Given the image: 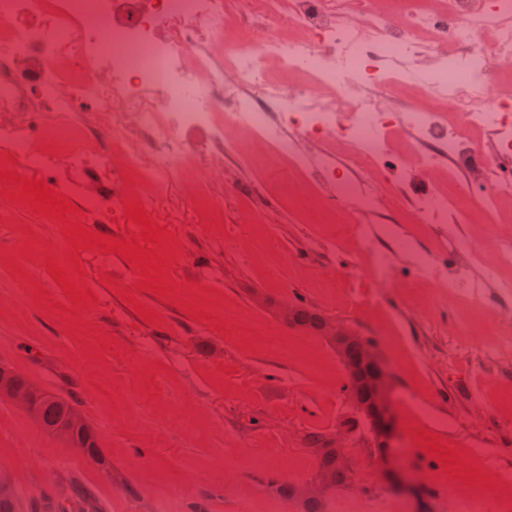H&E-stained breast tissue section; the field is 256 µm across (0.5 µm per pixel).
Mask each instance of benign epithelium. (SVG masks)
I'll use <instances>...</instances> for the list:
<instances>
[{
  "instance_id": "1",
  "label": "benign epithelium",
  "mask_w": 512,
  "mask_h": 512,
  "mask_svg": "<svg viewBox=\"0 0 512 512\" xmlns=\"http://www.w3.org/2000/svg\"><path fill=\"white\" fill-rule=\"evenodd\" d=\"M320 334L335 348L336 357H341L343 348L351 343L360 346L359 359L343 365L347 376L360 383L362 394L356 395L350 402L347 419L367 427L361 434L346 424L336 426L328 440V446L336 449V464L350 467L349 448L361 442L378 450L381 460L380 471L390 487L417 501L414 487L400 484L392 465L393 448L396 441L393 427V407L389 392V380L385 367L375 346L359 339L357 332L348 322L326 318L320 326ZM39 387L31 383L24 388L12 385L8 374L0 371V396L7 395L12 403L22 410L33 413V407Z\"/></svg>"
}]
</instances>
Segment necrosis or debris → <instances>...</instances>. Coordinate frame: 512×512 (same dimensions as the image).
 Listing matches in <instances>:
<instances>
[{"label": "necrosis or debris", "instance_id": "4bbe7bcc", "mask_svg": "<svg viewBox=\"0 0 512 512\" xmlns=\"http://www.w3.org/2000/svg\"><path fill=\"white\" fill-rule=\"evenodd\" d=\"M511 76L512 0H0V148L52 188L111 199L98 176L118 161L148 197L201 149L216 175L285 162L339 201L379 285L384 233L420 281L479 302L512 299V233L483 222L512 202V95L495 85ZM420 177L414 226L364 223ZM420 230L453 269L415 249Z\"/></svg>", "mask_w": 512, "mask_h": 512}]
</instances>
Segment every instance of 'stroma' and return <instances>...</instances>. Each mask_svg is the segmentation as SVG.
Here are the masks:
<instances>
[{"label": "stroma", "mask_w": 512, "mask_h": 512, "mask_svg": "<svg viewBox=\"0 0 512 512\" xmlns=\"http://www.w3.org/2000/svg\"><path fill=\"white\" fill-rule=\"evenodd\" d=\"M123 201L113 202L96 231L140 236L125 221L124 200L140 195L141 176L123 180ZM296 174L254 162L237 174L206 176L202 160L187 157L145 212L154 225L175 232L179 252L168 266L172 284L206 294L204 324L179 311L168 296L136 290L140 276L121 255L79 251L96 306H72L43 262L22 260L27 278L6 268L32 228L50 249L66 241L58 224L23 203L0 198V368L20 373L43 390L76 403L98 433L90 458L44 433L9 401L0 400V471L19 492L18 512L32 497H66L77 486L101 512H252L273 497V483H306L316 471L304 433L328 430L345 412L346 373L320 337L289 329L270 303L299 302L347 320L378 344L393 377L398 419L436 434L482 470L512 474V355L488 350L498 324L471 300H455L418 281L400 265L381 301L367 272L340 279L324 293L322 277L346 266L350 255L325 248L336 233L331 211L306 201L305 186L289 190ZM321 245L310 248L309 238ZM113 286L105 288L102 277ZM41 283L57 305L33 295ZM131 289L118 299L113 287ZM143 304L153 323L135 306ZM471 323L468 336L454 335ZM111 347H103V338ZM367 461L360 483H373L377 506L413 512L410 500L390 491L378 471L377 449H355ZM394 466L448 512L449 473L401 434Z\"/></svg>", "instance_id": "stroma-1"}]
</instances>
